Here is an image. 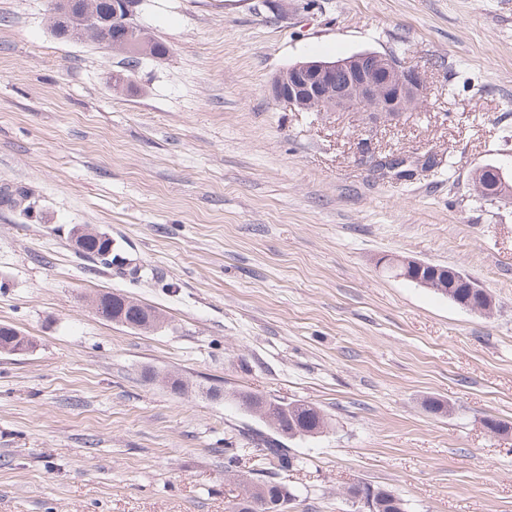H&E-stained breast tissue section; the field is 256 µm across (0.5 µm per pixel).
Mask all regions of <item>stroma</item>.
Returning <instances> with one entry per match:
<instances>
[{
    "label": "stroma",
    "mask_w": 512,
    "mask_h": 512,
    "mask_svg": "<svg viewBox=\"0 0 512 512\" xmlns=\"http://www.w3.org/2000/svg\"><path fill=\"white\" fill-rule=\"evenodd\" d=\"M134 21L167 56L127 65L58 36L49 0H0V195H28L0 203V325L34 341L0 352V512H227L224 451L264 427L239 390L330 419L288 443L290 512H351L360 481L408 512H512V431L483 426L512 428V202L472 192L512 171V0H141ZM364 50L419 72L420 109L372 130L273 99L289 65ZM384 150L452 166L382 180ZM84 224L113 265L77 250ZM385 255L461 271L493 312ZM103 292L163 327L99 317Z\"/></svg>",
    "instance_id": "stroma-1"
}]
</instances>
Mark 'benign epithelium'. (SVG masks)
Here are the masks:
<instances>
[{
	"mask_svg": "<svg viewBox=\"0 0 512 512\" xmlns=\"http://www.w3.org/2000/svg\"><path fill=\"white\" fill-rule=\"evenodd\" d=\"M56 29L63 36L78 37L76 31L102 28L104 20L90 7L76 0H54ZM133 5L126 0H112L111 13H124L126 28L115 46L130 56H155L146 32L131 21ZM272 95L280 103L299 112H335L357 110L365 114L370 127L399 119L407 106L420 100L423 84L418 72L401 65L398 58L375 51L355 53L334 61H302L283 70L272 83ZM490 189L495 201H511L512 185L503 170ZM392 264L404 269L410 279L421 286H432L433 279L443 276L448 287L465 283L478 284L458 272L443 273L424 261L403 256L390 258Z\"/></svg>",
	"mask_w": 512,
	"mask_h": 512,
	"instance_id": "7a95c632",
	"label": "benign epithelium"
}]
</instances>
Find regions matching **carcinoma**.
Returning a JSON list of instances; mask_svg holds the SVG:
<instances>
[{"label": "carcinoma", "mask_w": 512, "mask_h": 512, "mask_svg": "<svg viewBox=\"0 0 512 512\" xmlns=\"http://www.w3.org/2000/svg\"><path fill=\"white\" fill-rule=\"evenodd\" d=\"M73 236L83 238L80 250L93 256L107 265H112V239L103 233L91 234L79 227L72 229ZM445 297L455 304L462 302L474 308L482 305L473 288H455L446 291ZM101 300V308L97 313L104 318L115 321L145 332L155 329L161 322L160 315L150 307L130 300L121 294L104 293L95 296ZM227 398L239 409L248 412L263 421L274 435L252 433L244 436L246 444L254 445L261 453V460L280 471L295 469L302 461L290 449L285 447L283 440L311 437L323 433L329 426V420L322 410L312 402L295 400L283 402L253 392H232ZM244 497L238 502L228 504V512H266V504L279 498H287L288 489L275 479L272 473L262 467L253 472L250 478L240 479ZM374 490L373 512H391V500L399 495L391 490L373 486L368 482H360L348 487L346 494L355 495L362 490Z\"/></svg>", "instance_id": "cac0c4a2"}]
</instances>
